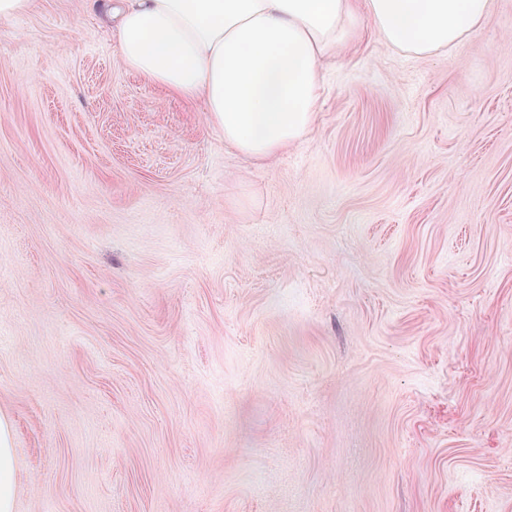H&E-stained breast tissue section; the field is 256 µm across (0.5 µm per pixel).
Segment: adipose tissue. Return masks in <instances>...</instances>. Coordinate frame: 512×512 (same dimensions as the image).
I'll list each match as a JSON object with an SVG mask.
<instances>
[{
  "instance_id": "ef3b65f1",
  "label": "adipose tissue",
  "mask_w": 512,
  "mask_h": 512,
  "mask_svg": "<svg viewBox=\"0 0 512 512\" xmlns=\"http://www.w3.org/2000/svg\"><path fill=\"white\" fill-rule=\"evenodd\" d=\"M387 48L440 55L490 18L489 0H125L123 66L202 102L225 143L259 164L312 133L325 63L360 19ZM12 426L0 414V512H14Z\"/></svg>"
}]
</instances>
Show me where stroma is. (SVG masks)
Wrapping results in <instances>:
<instances>
[{"instance_id":"stroma-1","label":"stroma","mask_w":512,"mask_h":512,"mask_svg":"<svg viewBox=\"0 0 512 512\" xmlns=\"http://www.w3.org/2000/svg\"><path fill=\"white\" fill-rule=\"evenodd\" d=\"M369 28L271 164L118 60L97 0L0 22L16 512H512V0ZM373 35L413 56L448 53L490 18L489 0H363Z\"/></svg>"}]
</instances>
